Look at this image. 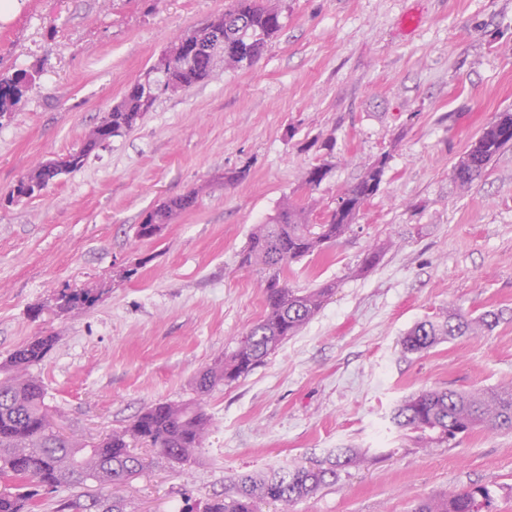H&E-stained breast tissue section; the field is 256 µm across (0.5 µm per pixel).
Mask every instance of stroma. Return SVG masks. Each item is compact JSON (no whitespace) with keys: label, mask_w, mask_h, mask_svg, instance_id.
Wrapping results in <instances>:
<instances>
[{"label":"stroma","mask_w":512,"mask_h":512,"mask_svg":"<svg viewBox=\"0 0 512 512\" xmlns=\"http://www.w3.org/2000/svg\"><path fill=\"white\" fill-rule=\"evenodd\" d=\"M229 4L17 0L0 20V74L36 77L0 119V362L56 336L33 373L78 439L196 399L198 374L264 313V271L239 265L255 228L286 196L320 223L384 155L351 232L284 270L290 287L332 281L334 295L263 365L206 397L211 427L195 460L141 449L144 473L111 493L126 512H183L242 473L363 448L373 461L291 512H410L476 485L491 490L490 512H512V432L426 444L392 422L423 389L512 383V148L469 186L451 178L481 130L512 113V0H280L283 28L253 66L216 67L161 97L81 169L8 202L21 176L80 147L176 36ZM320 164L327 178L305 190V170ZM191 190L194 207L137 238L145 210ZM384 241L380 263L356 274ZM66 288L99 301L60 310ZM487 311L503 315L489 332L401 349L420 321Z\"/></svg>","instance_id":"1"}]
</instances>
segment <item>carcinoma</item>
Returning <instances> with one entry per match:
<instances>
[{
    "mask_svg": "<svg viewBox=\"0 0 512 512\" xmlns=\"http://www.w3.org/2000/svg\"><path fill=\"white\" fill-rule=\"evenodd\" d=\"M281 11L266 0H231L224 11L212 15L204 25L183 35L186 55L174 56L166 48L125 92L122 101L105 112L96 125V136L67 154L57 168H37L22 176L9 194L12 203L24 195L26 183L44 191L59 175L81 168L88 156L113 138L132 130L163 96L160 89L176 92L205 83L217 62L226 68L253 65L268 41L283 27ZM35 78L25 70L0 78V118L18 109ZM512 146V115L503 114L490 122L471 142L454 165L452 177L462 185L487 170L503 149ZM387 166L382 157L364 167L356 182L342 193L344 206L336 208L322 224L309 223V212L290 197L280 202L275 213L258 225L241 253L243 268L267 271L263 284L265 313L246 332L236 347L214 358L195 381L198 399L190 402H162L146 408L125 427L93 441L66 440L54 430L41 382L30 373L40 365L56 343L54 336H39L16 348L0 362V512H33L36 493L31 487L52 491L61 486L86 489L88 504L70 503L66 508L102 512H124L120 500L108 501L102 489L140 476L146 462L133 451L137 444L155 448L172 464H184L196 456L208 433L210 418L200 398L219 385L231 384L251 373L288 337L321 309L336 285L291 288L281 279L284 266L320 252L343 238L351 229L365 203L376 193ZM329 173L327 165L306 170L303 183L311 190ZM196 203L195 193L170 198L145 212L136 226V236L153 238L151 228L167 224L173 215ZM386 246L375 245L364 254L359 270L375 267ZM98 296L89 290L61 291L62 310L79 311L93 306ZM499 322L496 313L467 317L449 313L439 320H425L402 337L406 353H421L454 336L477 335ZM393 423L418 432L428 441L449 442L460 435L483 428L490 432L512 431V386L458 392L428 389L403 400L395 409ZM364 456L354 448H334L309 465L293 463L269 474L238 476L224 491V498L207 502L202 512H262V505L274 502L281 512L336 484L343 471L360 465ZM490 490L475 486L453 491L439 499H422L412 512H488Z\"/></svg>",
    "mask_w": 512,
    "mask_h": 512,
    "instance_id": "1",
    "label": "carcinoma"
}]
</instances>
